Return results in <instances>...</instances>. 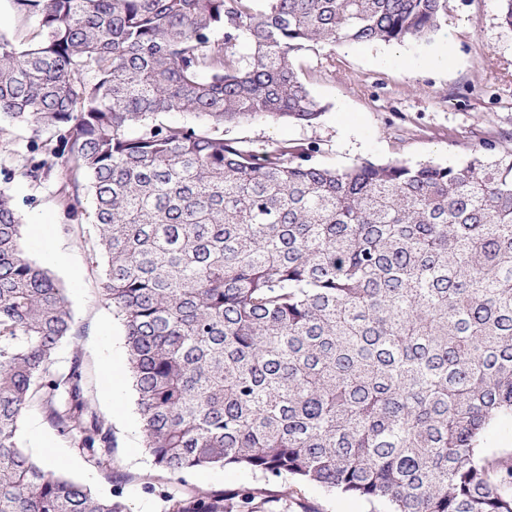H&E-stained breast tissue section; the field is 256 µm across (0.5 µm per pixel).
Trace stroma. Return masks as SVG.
<instances>
[{"mask_svg":"<svg viewBox=\"0 0 512 512\" xmlns=\"http://www.w3.org/2000/svg\"><path fill=\"white\" fill-rule=\"evenodd\" d=\"M446 50L447 66L430 58ZM303 80L325 108L312 125L246 122L224 135L253 144L272 141L320 143L321 162L346 168L364 160L463 163L482 132L512 130V30L502 26L498 0H448L447 23L429 43L326 45L301 57ZM21 160L0 165L24 224L41 220L54 228L68 263L54 267L81 335L89 393L111 424L116 440L111 472L87 462L36 410L24 418L20 445L37 459L54 454L79 480L102 495L121 492L129 512H166V495L183 486L200 491L243 490L256 484L250 472L207 469L169 478L143 448L139 415L127 369L123 327L101 294L95 229L89 219H69L50 190L33 189L20 174ZM121 376L110 391L108 374ZM53 442L51 452L39 436ZM300 501L314 512H386L384 504L345 498L305 487ZM300 501H280L274 512H301Z\"/></svg>","mask_w":512,"mask_h":512,"instance_id":"1","label":"stroma"}]
</instances>
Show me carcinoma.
I'll list each match as a JSON object with an SVG mask.
<instances>
[{
    "label": "carcinoma",
    "mask_w": 512,
    "mask_h": 512,
    "mask_svg": "<svg viewBox=\"0 0 512 512\" xmlns=\"http://www.w3.org/2000/svg\"><path fill=\"white\" fill-rule=\"evenodd\" d=\"M10 2L37 31H0V155L95 226L154 465L180 482L282 477L279 497L293 480L387 512H512V455L480 442L512 416V132L458 166L341 169L316 142L224 137L316 123L304 52L429 42L448 0ZM21 226L0 187V512H128L19 445L38 408L112 471L65 288ZM266 498L192 490L169 512ZM184 480L188 487H194L200 491H237L247 489L259 482V479L250 472L235 469L193 471L185 474Z\"/></svg>",
    "instance_id": "cac0c4a2"
}]
</instances>
